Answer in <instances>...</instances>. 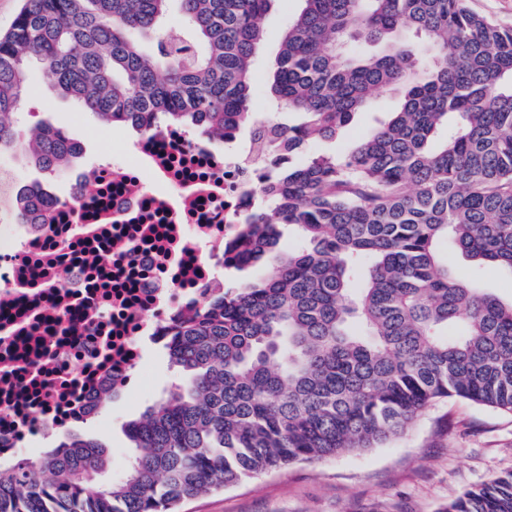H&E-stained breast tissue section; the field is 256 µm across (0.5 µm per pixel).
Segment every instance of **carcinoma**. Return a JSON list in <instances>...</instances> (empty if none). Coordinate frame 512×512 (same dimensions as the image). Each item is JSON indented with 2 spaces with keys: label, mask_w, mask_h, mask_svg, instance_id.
<instances>
[{
  "label": "carcinoma",
  "mask_w": 512,
  "mask_h": 512,
  "mask_svg": "<svg viewBox=\"0 0 512 512\" xmlns=\"http://www.w3.org/2000/svg\"><path fill=\"white\" fill-rule=\"evenodd\" d=\"M174 2L179 28L166 25ZM271 2L22 0L0 33V156L22 153L46 179L81 149L59 127L13 125L34 60L102 121L139 135L182 124L216 141L244 132L269 161L228 261L267 273L169 328L184 383L126 424L125 474L107 476L103 439L64 425L55 447L0 461V512H179L373 448L439 399L512 414V302L451 261L512 273V28L467 0H303L269 62L272 100L299 115L290 123L252 111ZM382 94L395 98L390 118L352 151L307 153ZM34 183L12 194L14 212L46 231ZM282 226L300 237L293 251ZM37 469L52 479L37 482ZM445 512H512V473Z\"/></svg>",
  "instance_id": "cac0c4a2"
}]
</instances>
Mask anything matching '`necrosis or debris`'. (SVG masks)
I'll use <instances>...</instances> for the list:
<instances>
[{
    "instance_id": "4bbe7bcc",
    "label": "necrosis or debris",
    "mask_w": 512,
    "mask_h": 512,
    "mask_svg": "<svg viewBox=\"0 0 512 512\" xmlns=\"http://www.w3.org/2000/svg\"><path fill=\"white\" fill-rule=\"evenodd\" d=\"M170 125L102 161L84 205L50 202L52 232L0 210V459L55 433L74 409L119 397L137 340L223 291L220 271L264 163Z\"/></svg>"
}]
</instances>
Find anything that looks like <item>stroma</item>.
Listing matches in <instances>:
<instances>
[{
    "label": "stroma",
    "instance_id": "stroma-1",
    "mask_svg": "<svg viewBox=\"0 0 512 512\" xmlns=\"http://www.w3.org/2000/svg\"><path fill=\"white\" fill-rule=\"evenodd\" d=\"M302 0H273L263 21V48L252 71L253 109L268 112V62L283 32L300 12ZM395 107L377 98L358 114L336 152L352 149ZM44 122L65 129L84 147L77 169L94 170L101 156H120L131 137L57 96L45 63H33L18 117L20 127ZM146 378L141 389L110 401L96 419L72 423L73 431L106 439L112 473L129 460L128 421L167 396L179 382L163 346H145ZM512 473V415L468 401L448 399L429 407L399 438L363 452H346L316 463H301L185 503L182 512H443L461 492Z\"/></svg>",
    "mask_w": 512,
    "mask_h": 512
}]
</instances>
